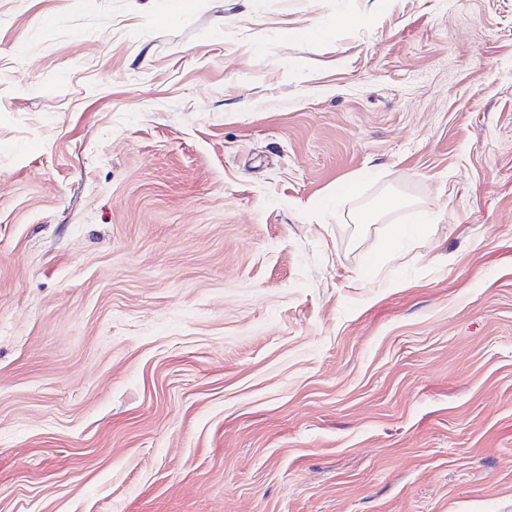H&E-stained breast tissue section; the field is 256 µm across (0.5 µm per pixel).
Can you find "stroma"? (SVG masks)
Wrapping results in <instances>:
<instances>
[{"instance_id":"stroma-1","label":"stroma","mask_w":512,"mask_h":512,"mask_svg":"<svg viewBox=\"0 0 512 512\" xmlns=\"http://www.w3.org/2000/svg\"><path fill=\"white\" fill-rule=\"evenodd\" d=\"M0 512H512V0H0Z\"/></svg>"}]
</instances>
